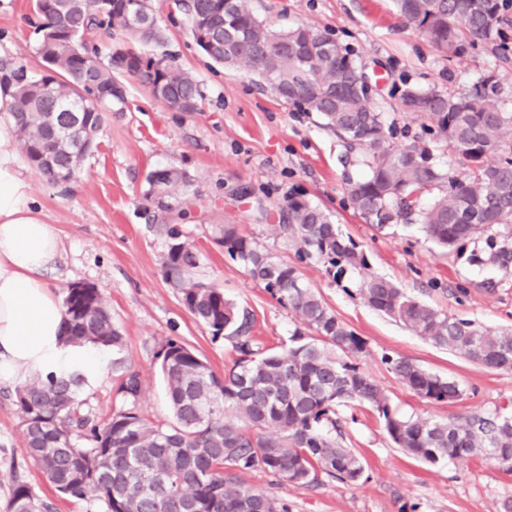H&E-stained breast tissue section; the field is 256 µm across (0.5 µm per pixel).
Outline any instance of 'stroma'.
Instances as JSON below:
<instances>
[{
  "label": "stroma",
  "instance_id": "obj_1",
  "mask_svg": "<svg viewBox=\"0 0 512 512\" xmlns=\"http://www.w3.org/2000/svg\"><path fill=\"white\" fill-rule=\"evenodd\" d=\"M151 2L167 29L169 51L202 85L205 98L197 111H172L135 78L123 76L127 107L102 124L97 147L83 162L70 193L60 194L40 174L32 176L35 197L63 243L60 260L44 280L58 296L74 284L99 289L124 337L122 356L140 376L137 407L146 418L157 423L170 419L156 357L168 339L195 349L219 374L236 357L227 340H213L209 329L194 319L163 276L169 241L149 223L142 199L145 177L158 167H182L192 176L189 214L178 227L201 252L194 279L223 290L251 311L262 346L287 343L298 318L263 284L251 280L220 240L225 225L234 224L279 260L296 263L277 224L287 198L297 195L331 214L343 237L365 253L370 273L445 314L512 331V263L476 262L485 248L481 240L443 251L420 225L395 224L380 231L366 224L345 192L347 179L365 173L358 157L315 113L296 110L256 85L243 69L213 65L197 49L186 21L170 23L173 0ZM33 3L0 0V58L21 52L34 56L38 34ZM251 5L271 25L305 24L348 48L372 86L371 100L391 128L394 143L428 149L439 168L457 172L461 165L427 131L426 120L401 109L402 89L465 94L492 72L500 103L512 112V63L502 64L482 48L463 57L438 53L419 29L405 24L393 0H251ZM297 265L303 281L364 340L357 362L400 415L446 421L512 402V374L487 370L437 347L367 307L354 287L357 273L336 280L320 263ZM386 353L455 380L460 398L437 403L417 397L383 363ZM112 358L111 351H103L99 376L80 391L85 410L97 421L125 405L117 392L121 374L113 370ZM353 415L345 438L363 460L365 472L357 484L275 487L260 470L244 474L245 483L288 499L292 512H402L406 505L416 506L417 512H499L502 500L512 496V473L490 461L480 457L466 464L425 465L391 442L376 412L359 408ZM16 480L51 500L55 512L90 510L87 501L57 494L26 456L15 388L0 384V508Z\"/></svg>",
  "mask_w": 512,
  "mask_h": 512
}]
</instances>
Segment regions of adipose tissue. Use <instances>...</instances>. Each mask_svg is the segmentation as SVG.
<instances>
[{"label":"adipose tissue","mask_w":512,"mask_h":512,"mask_svg":"<svg viewBox=\"0 0 512 512\" xmlns=\"http://www.w3.org/2000/svg\"><path fill=\"white\" fill-rule=\"evenodd\" d=\"M12 93L0 86V383L20 384L63 367L90 374L99 355L63 343L62 304L43 279L60 257L61 241L20 159Z\"/></svg>","instance_id":"1"}]
</instances>
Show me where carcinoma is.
<instances>
[{
    "label": "carcinoma",
    "instance_id": "carcinoma-1",
    "mask_svg": "<svg viewBox=\"0 0 512 512\" xmlns=\"http://www.w3.org/2000/svg\"><path fill=\"white\" fill-rule=\"evenodd\" d=\"M395 4L445 55L493 44L499 60L512 59L505 43L498 42L502 0ZM179 7L190 30L207 24L213 49L203 54L211 62L246 69L278 98L318 113L359 152L365 174L347 191L366 223L382 230L417 222L445 249L483 237L486 248L478 262L512 261V112L499 102L494 75L467 96L413 88L400 94L401 108L429 121L462 162L464 171L451 175L432 164L428 150L390 141L369 96L356 90L363 76L355 60L329 34L306 25L277 29L254 13L249 0H181ZM35 12L43 19L35 50L40 73H33L24 57L0 60V82L14 89L12 114L22 152L53 184L73 182L86 152L59 142L46 113L79 102L78 135L94 142L105 114L122 112L127 103L112 70L136 77L171 109L197 111L201 84L160 51L165 34L151 0H35ZM101 29L123 35L106 65L90 44V34ZM146 182L145 200L156 190L165 199L151 215L169 239L165 279L212 339L231 343L236 358L219 376L184 343L167 340L157 357L169 424H154L134 407L141 393L135 372L119 389L131 406L101 424L83 412L78 392L86 377L78 371L37 374L18 387L25 453L59 494L95 502L102 512H290L286 500L246 485L243 475L261 470L276 484L296 489L317 488L326 480L357 483L363 464L346 446L338 414L351 404L377 412L390 440L423 464L448 459L465 464L481 455L512 472V411L450 422L398 415L356 363L364 341L302 282L296 266L276 260L236 225L226 224L224 251L299 318L288 348H261L251 336L252 313L225 298L224 291L191 278L200 253L168 220L174 205L186 200L189 172L160 167ZM425 195L432 199L422 208ZM282 217L279 234L299 260L321 262L335 277L367 266L364 253L344 239L319 206L292 196ZM356 291L366 305L436 346L489 370L512 373V331L495 332L442 314L382 276H363ZM62 307L66 344L122 350V333L97 288H68ZM384 360L423 399L450 402L461 396L459 385L447 377L404 358ZM8 512H54V505L18 482Z\"/></svg>",
    "mask_w": 512,
    "mask_h": 512
}]
</instances>
